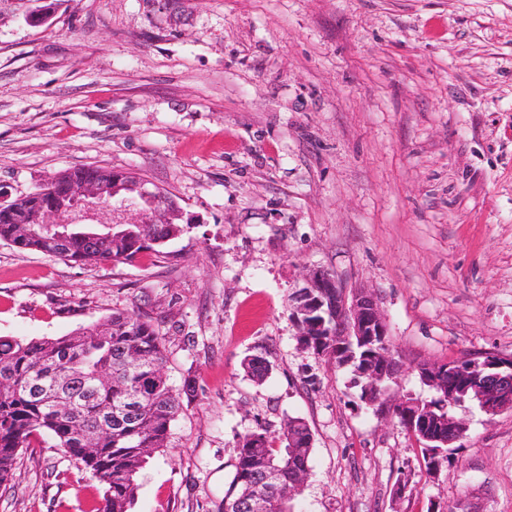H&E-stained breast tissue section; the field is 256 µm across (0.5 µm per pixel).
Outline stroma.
Instances as JSON below:
<instances>
[{"label": "stroma", "mask_w": 512, "mask_h": 512, "mask_svg": "<svg viewBox=\"0 0 512 512\" xmlns=\"http://www.w3.org/2000/svg\"><path fill=\"white\" fill-rule=\"evenodd\" d=\"M0 0V188L72 167L129 172L188 229L162 254L85 266L0 240V336L149 316L181 391L133 512H222L241 439L303 418L297 512H512V412L427 472L349 369L297 342L308 269L374 291L403 370L512 353V0ZM262 355L265 381L247 376ZM404 495H396L398 483ZM102 488L46 435L0 512H91Z\"/></svg>", "instance_id": "1"}]
</instances>
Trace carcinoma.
Masks as SVG:
<instances>
[{"label":"carcinoma","mask_w":512,"mask_h":512,"mask_svg":"<svg viewBox=\"0 0 512 512\" xmlns=\"http://www.w3.org/2000/svg\"><path fill=\"white\" fill-rule=\"evenodd\" d=\"M185 231L182 224H122L94 239L79 227H62L65 238L24 237L15 224L0 222V240L19 250L38 252L82 265L132 263ZM102 335L72 331L28 341L0 336V482L12 475L20 449L47 434L103 485L92 512H131L137 475L153 454L167 449L172 422L182 408L180 394L159 367L165 363L164 337L139 312L118 310L93 325ZM248 376L262 381L270 370L264 357L245 363ZM57 386L71 407L44 404V388ZM311 436L305 421L288 417L278 435L260 427L238 446L236 472L224 500L247 491L266 495L277 512H294L288 483L310 469L312 449L288 447ZM269 468L278 469L273 485L261 483Z\"/></svg>","instance_id":"cac0c4a2"}]
</instances>
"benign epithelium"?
<instances>
[{"label": "benign epithelium", "mask_w": 512, "mask_h": 512, "mask_svg": "<svg viewBox=\"0 0 512 512\" xmlns=\"http://www.w3.org/2000/svg\"><path fill=\"white\" fill-rule=\"evenodd\" d=\"M123 172L102 169L98 176L76 181L61 171L47 180V188L30 194V201L20 206L7 194L0 195V211L5 212L8 223L20 225L25 234L38 236L64 224L73 223V213L81 208L93 215L104 204V190L116 191L126 185ZM136 195L121 200V208L113 211L111 222H99L95 227H85L86 233L115 224H163L164 216L175 203L159 188H150L147 181L137 180ZM305 286L296 291L291 300L295 322L301 327L300 335L312 343L316 336L336 337V350L346 346V341L356 337L374 351L367 356L359 375L366 378L363 403L392 419L395 410L408 416L420 417L424 432L423 447L427 455L437 448H451L468 431L465 419L449 415L431 404H422L406 397L390 396V382L398 375L396 358L380 350L389 333L377 297L370 289L351 292L331 272L314 269L306 273ZM476 358L450 360L443 363H424L418 367L419 378L432 388L438 398H448L449 379L461 378L471 370H482L483 377L470 378L460 388V396L478 404L479 409L495 416L512 412V356L487 352ZM271 504L265 497L246 494L235 501L234 512H270Z\"/></svg>", "instance_id": "1"}]
</instances>
